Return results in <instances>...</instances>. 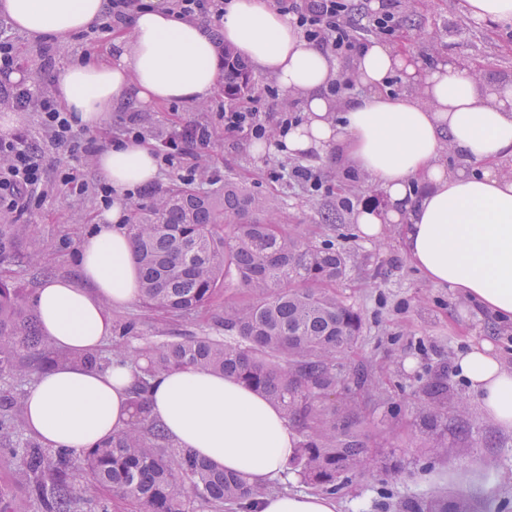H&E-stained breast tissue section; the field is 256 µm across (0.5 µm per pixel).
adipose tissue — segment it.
Segmentation results:
<instances>
[{
    "label": "adipose tissue",
    "mask_w": 512,
    "mask_h": 512,
    "mask_svg": "<svg viewBox=\"0 0 512 512\" xmlns=\"http://www.w3.org/2000/svg\"><path fill=\"white\" fill-rule=\"evenodd\" d=\"M107 0H0V14L33 40L65 43L92 27ZM223 39L286 93L304 119L285 136L294 157L336 148L342 163L369 177L385 199L354 216L372 241L400 236L409 263L427 282L456 290L500 320L512 321V81L488 83L467 65L416 56L372 43L362 47L354 75L364 94L347 102L326 95L335 58L310 43L266 0H228ZM214 38L199 22L163 6L132 14L105 56L68 64L56 97L79 129L102 127L115 104L203 102L219 72ZM400 76L410 92L393 93ZM462 167L449 170L445 153ZM95 168L112 187L114 203L95 233L78 244V281H47L35 295L40 327L57 346L79 356L112 334L115 312L140 294L133 242L123 227L126 196L156 180L151 144L120 142L99 153ZM457 369L483 414L512 432V369L490 342L470 346ZM132 365L87 368L65 364L41 376L24 400L25 427L50 448L79 451L111 438L135 416ZM150 419L177 447L257 486L282 479L296 434L279 408L223 374L176 370L156 378L147 396ZM256 512H338L332 497L273 494Z\"/></svg>",
    "instance_id": "ef3b65f1"
}]
</instances>
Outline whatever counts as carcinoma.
Instances as JSON below:
<instances>
[{
    "label": "carcinoma",
    "mask_w": 512,
    "mask_h": 512,
    "mask_svg": "<svg viewBox=\"0 0 512 512\" xmlns=\"http://www.w3.org/2000/svg\"><path fill=\"white\" fill-rule=\"evenodd\" d=\"M251 74L241 55L224 47V98L250 97ZM132 238L144 308L172 319L188 318L224 292L231 278L246 297L224 308V336L202 333L150 344L138 356L132 390L136 418L124 430L80 452L46 448L21 437L16 397H0V460L12 466L11 484H0V512H17L22 491L40 512H77L90 488L100 491L98 512L112 504L128 512H189L195 498L211 512H251L273 487H254L169 443L157 424H146L150 380L181 369L220 372L264 395L300 434L289 465L303 483L334 495L356 475L371 474L368 436L357 399L336 390L343 360L361 338L363 320L337 291L347 272L345 254L299 234L247 191L226 182L207 191L188 180L171 183L152 200L131 207L124 225ZM28 224H0V377H33L60 365L103 368L129 357L138 333L135 319H116L112 353L87 352L65 360L42 348L34 297L10 281L9 267L30 262ZM448 368L421 389L424 421L448 425ZM427 512H455L448 490L437 492Z\"/></svg>",
    "instance_id": "carcinoma-1"
}]
</instances>
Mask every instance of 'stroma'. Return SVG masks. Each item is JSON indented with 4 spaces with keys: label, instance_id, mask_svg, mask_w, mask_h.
I'll return each mask as SVG.
<instances>
[{
    "label": "stroma",
    "instance_id": "stroma-1",
    "mask_svg": "<svg viewBox=\"0 0 512 512\" xmlns=\"http://www.w3.org/2000/svg\"><path fill=\"white\" fill-rule=\"evenodd\" d=\"M462 0H348L349 14L358 28L360 43L377 41L395 48L413 50L422 60L442 56L451 63L475 64L484 78L512 74V24L489 27L468 17ZM392 11L398 17L416 15L420 26H407L391 36L376 33L369 19L379 11ZM10 35L17 47L31 85L42 94L54 95L59 72L84 54H104L110 34L86 30L72 36L66 45L53 41H32L18 30ZM251 95L265 116L266 135L278 133L281 113H300L293 96L282 91L261 71H253ZM221 90H214L209 101L194 106L170 102L155 107L133 103L114 107L102 129L90 131L97 146L109 148L130 115L140 117L145 140L158 143L171 128L186 120L213 125L215 134L200 161L192 158L160 165L152 184L162 190L186 175L192 163L205 171L204 184L223 185L231 181L258 196L287 217L289 224L317 241L334 243L349 257L341 293L361 312L365 326L361 342L350 353L349 368L361 369L383 394V401L362 400L365 430L372 436L373 468L376 478L352 477L336 493L340 512H411L407 503L438 486L448 489V499L466 512H512V433L499 430L481 412L467 383L453 365L471 344L488 341L506 366H512V323L504 322L463 301L447 287L429 284L410 265L396 235L373 242L361 238L354 215L363 207H382V193L367 177L344 168L335 149L324 154L296 158L281 148L265 154L253 151L254 138L225 133L220 114L227 109ZM20 125L30 133V141L48 162L42 194L32 201L20 221L34 227L30 246L35 256L32 266L16 267L11 277L23 288L38 290L47 280H77L73 243L80 226L96 223L105 207L98 187L101 183L90 158L78 162V177L86 185L75 194L61 177L68 158L54 149L44 131L37 109L20 113ZM297 167L315 170L321 177L319 189L287 177L272 179V172ZM337 211L335 223H324L325 208ZM243 289L227 285L223 295L188 320H171L146 311L140 303L123 309L126 317L139 318L141 330L129 345L137 349L162 336H192L214 329V320L224 307L241 300ZM450 368L451 392L467 403L466 418L472 425L469 438L449 436L452 452L440 456L427 447L420 413L414 403L422 385L440 365ZM495 463L498 477L488 487L461 491L451 487L448 476L458 469L484 474L488 463Z\"/></svg>",
    "mask_w": 512,
    "mask_h": 512
}]
</instances>
